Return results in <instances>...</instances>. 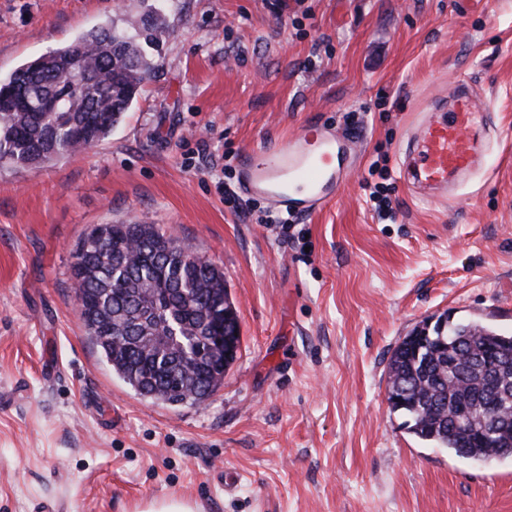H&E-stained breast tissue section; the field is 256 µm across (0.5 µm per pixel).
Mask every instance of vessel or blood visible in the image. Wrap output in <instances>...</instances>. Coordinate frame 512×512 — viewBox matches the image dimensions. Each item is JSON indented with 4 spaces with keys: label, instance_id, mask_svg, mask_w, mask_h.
<instances>
[{
    "label": "vessel or blood",
    "instance_id": "vessel-or-blood-1",
    "mask_svg": "<svg viewBox=\"0 0 512 512\" xmlns=\"http://www.w3.org/2000/svg\"><path fill=\"white\" fill-rule=\"evenodd\" d=\"M484 118L483 107L462 91L439 118L416 119L409 139L412 185L435 199L480 167L476 125ZM355 158L351 141L311 122L286 143L244 149L238 157L240 189L265 197L277 210L312 214L335 201Z\"/></svg>",
    "mask_w": 512,
    "mask_h": 512
}]
</instances>
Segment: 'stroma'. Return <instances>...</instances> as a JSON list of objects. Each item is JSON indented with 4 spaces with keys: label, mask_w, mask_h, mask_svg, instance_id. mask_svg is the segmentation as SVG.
I'll list each match as a JSON object with an SVG mask.
<instances>
[{
    "label": "stroma",
    "mask_w": 512,
    "mask_h": 512,
    "mask_svg": "<svg viewBox=\"0 0 512 512\" xmlns=\"http://www.w3.org/2000/svg\"><path fill=\"white\" fill-rule=\"evenodd\" d=\"M148 11L169 33L112 133L0 168V512H512V458L455 457L387 401L424 321L512 331V0H0V74ZM462 87L489 114L484 163L429 202L408 131ZM311 121L360 140L335 202L285 226L259 198L234 213L241 150ZM116 223L223 271L241 349L209 398L138 394L88 335L70 266Z\"/></svg>",
    "instance_id": "35a3bbf8"
}]
</instances>
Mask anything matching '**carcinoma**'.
Masks as SVG:
<instances>
[{"label": "carcinoma", "instance_id": "cac0c4a2", "mask_svg": "<svg viewBox=\"0 0 512 512\" xmlns=\"http://www.w3.org/2000/svg\"><path fill=\"white\" fill-rule=\"evenodd\" d=\"M167 34L164 21L128 19L124 29L97 26L63 46L0 75V94L24 90L29 106L0 112V164L35 168L108 137L139 96L154 68L146 48ZM81 65L92 77L86 90L71 91L67 68ZM47 98L62 111L43 112ZM72 288L81 313L95 324L88 331L112 369L136 391L179 403L168 392L174 378L197 401L224 383V357L209 351V337L224 336V351L238 354L240 327L224 285V273L153 224H107L104 239L87 235L74 252ZM150 294L161 329H174L178 353L158 357L146 349L135 323L136 302ZM495 349L502 361L485 368L478 358ZM389 387L406 391L392 409L407 416L418 439L457 457L512 456V419L501 431L467 408L498 400L512 412V334L479 323H453L421 339L410 334L389 361Z\"/></svg>", "mask_w": 512, "mask_h": 512}]
</instances>
